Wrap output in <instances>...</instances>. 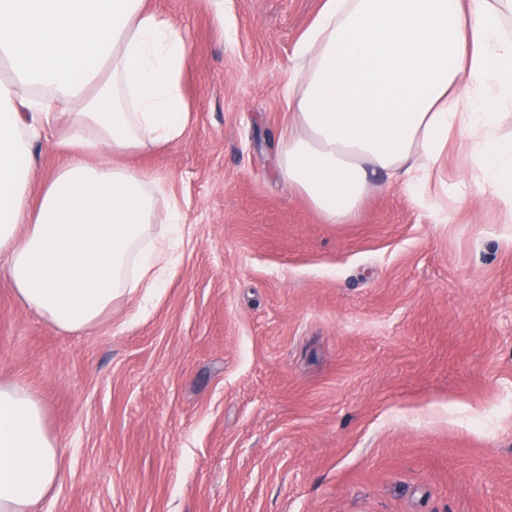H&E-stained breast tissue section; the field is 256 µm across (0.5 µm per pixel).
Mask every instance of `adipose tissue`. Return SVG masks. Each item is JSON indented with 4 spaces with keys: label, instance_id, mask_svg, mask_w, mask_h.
I'll return each mask as SVG.
<instances>
[{
    "label": "adipose tissue",
    "instance_id": "1",
    "mask_svg": "<svg viewBox=\"0 0 512 512\" xmlns=\"http://www.w3.org/2000/svg\"><path fill=\"white\" fill-rule=\"evenodd\" d=\"M187 59L186 30L147 0H0V268L63 331L163 287L171 237L191 232L160 179L110 160L183 137ZM295 59L279 170L328 223L380 177L428 205L458 136L512 223V0H324ZM50 134L64 160L35 196ZM62 455L39 392L0 382V512H39Z\"/></svg>",
    "mask_w": 512,
    "mask_h": 512
}]
</instances>
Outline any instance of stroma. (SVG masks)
I'll use <instances>...</instances> for the list:
<instances>
[{"instance_id":"1","label":"stroma","mask_w":512,"mask_h":512,"mask_svg":"<svg viewBox=\"0 0 512 512\" xmlns=\"http://www.w3.org/2000/svg\"><path fill=\"white\" fill-rule=\"evenodd\" d=\"M324 0H148L188 34L185 137L115 155L190 236L145 306L83 333L0 272V380L64 447L41 512H512V224L458 142L419 206L374 182L331 224L278 173Z\"/></svg>"}]
</instances>
